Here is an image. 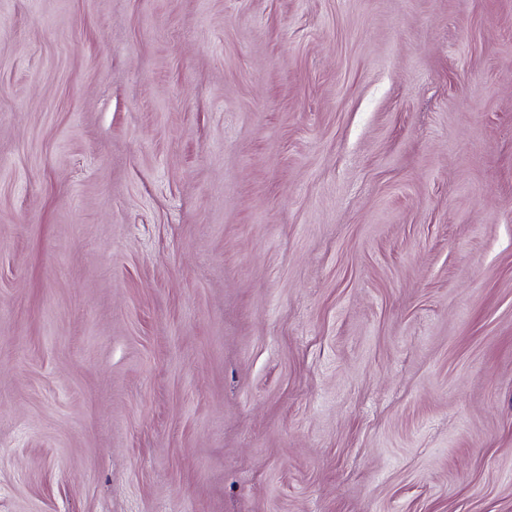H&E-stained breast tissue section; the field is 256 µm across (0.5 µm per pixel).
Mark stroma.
I'll return each mask as SVG.
<instances>
[{"instance_id": "obj_1", "label": "stroma", "mask_w": 512, "mask_h": 512, "mask_svg": "<svg viewBox=\"0 0 512 512\" xmlns=\"http://www.w3.org/2000/svg\"><path fill=\"white\" fill-rule=\"evenodd\" d=\"M0 512H512V0H0Z\"/></svg>"}]
</instances>
